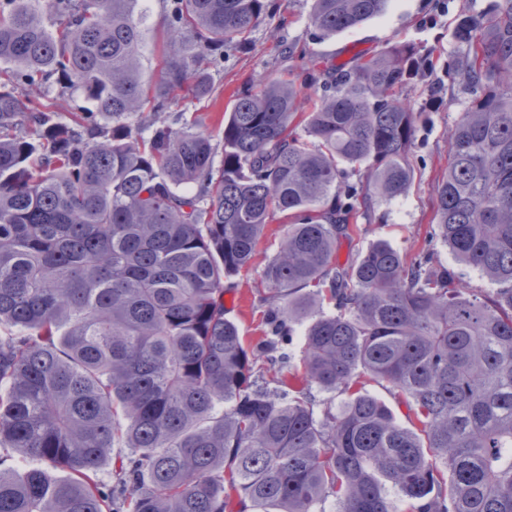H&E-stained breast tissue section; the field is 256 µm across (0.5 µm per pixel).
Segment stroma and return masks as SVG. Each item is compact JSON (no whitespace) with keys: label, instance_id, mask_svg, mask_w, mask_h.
Instances as JSON below:
<instances>
[{"label":"stroma","instance_id":"obj_1","mask_svg":"<svg viewBox=\"0 0 512 512\" xmlns=\"http://www.w3.org/2000/svg\"><path fill=\"white\" fill-rule=\"evenodd\" d=\"M265 21L253 30L251 41L230 52L223 67L208 73L224 108H231L236 94L280 76L284 70L310 76L327 65L352 61L355 53L371 56L396 43L422 46L435 67L418 83L405 87L401 95L418 114L408 153L414 174L409 192L401 198L376 205L365 232L352 246L341 247L340 258L365 251L373 242L385 240L394 248L415 254L434 220L433 190L448 172V136L465 106L458 85L449 83L446 71L455 57L453 29L459 14L488 10L494 0H391L386 13L339 35L322 38L309 24L312 0H273ZM150 16L143 28L142 72L156 80L160 60L155 45L163 32V0H138ZM281 234L279 221H272L258 244L257 266L237 276L234 293L225 295L228 318L240 327L247 341L259 336L261 307L255 284L266 256L272 255Z\"/></svg>","mask_w":512,"mask_h":512}]
</instances>
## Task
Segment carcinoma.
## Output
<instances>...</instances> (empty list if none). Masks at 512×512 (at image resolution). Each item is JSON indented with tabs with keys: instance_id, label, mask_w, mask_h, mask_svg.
I'll return each mask as SVG.
<instances>
[{
	"instance_id": "cac0c4a2",
	"label": "carcinoma",
	"mask_w": 512,
	"mask_h": 512,
	"mask_svg": "<svg viewBox=\"0 0 512 512\" xmlns=\"http://www.w3.org/2000/svg\"><path fill=\"white\" fill-rule=\"evenodd\" d=\"M165 2L147 84L137 0H50L53 29L39 0H0V446L69 471L1 457L0 512H512V0L457 19L448 79L469 100L434 188L430 235L484 293L428 248L338 256L356 214L410 188L398 92L428 55L400 43L300 83L290 70L238 95L216 142L166 113L213 98L206 66L270 4ZM389 2L313 0L310 25L331 37ZM51 83L88 103L69 124L27 92ZM344 164L362 185L341 187ZM277 217L247 344L224 293ZM315 389L349 398L318 413ZM365 391L375 395L381 399L388 407H390L397 420L405 427L412 428L413 423L407 418V409L403 404L399 403L398 396L387 387L386 383H377L375 381H367L364 387Z\"/></svg>"
}]
</instances>
